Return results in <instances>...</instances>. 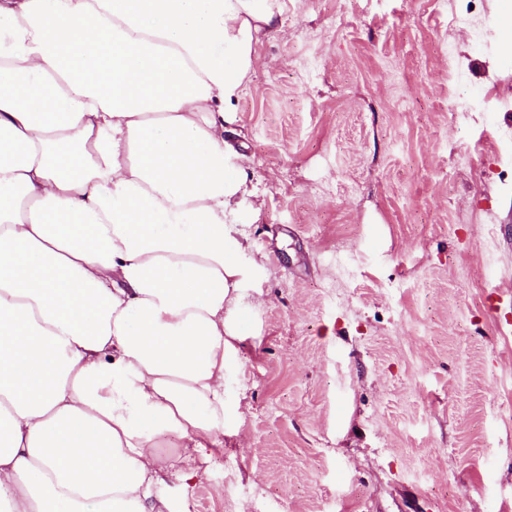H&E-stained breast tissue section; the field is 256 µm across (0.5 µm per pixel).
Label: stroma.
Returning <instances> with one entry per match:
<instances>
[{
  "label": "stroma",
  "mask_w": 512,
  "mask_h": 512,
  "mask_svg": "<svg viewBox=\"0 0 512 512\" xmlns=\"http://www.w3.org/2000/svg\"><path fill=\"white\" fill-rule=\"evenodd\" d=\"M284 3L236 104L260 266L237 415L161 441L172 506L512 512V0Z\"/></svg>",
  "instance_id": "35a3bbf8"
}]
</instances>
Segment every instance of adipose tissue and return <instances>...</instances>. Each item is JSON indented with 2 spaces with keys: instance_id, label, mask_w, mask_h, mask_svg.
Returning <instances> with one entry per match:
<instances>
[{
  "instance_id": "1",
  "label": "adipose tissue",
  "mask_w": 512,
  "mask_h": 512,
  "mask_svg": "<svg viewBox=\"0 0 512 512\" xmlns=\"http://www.w3.org/2000/svg\"><path fill=\"white\" fill-rule=\"evenodd\" d=\"M283 0H0V512H166L258 274L227 141Z\"/></svg>"
}]
</instances>
